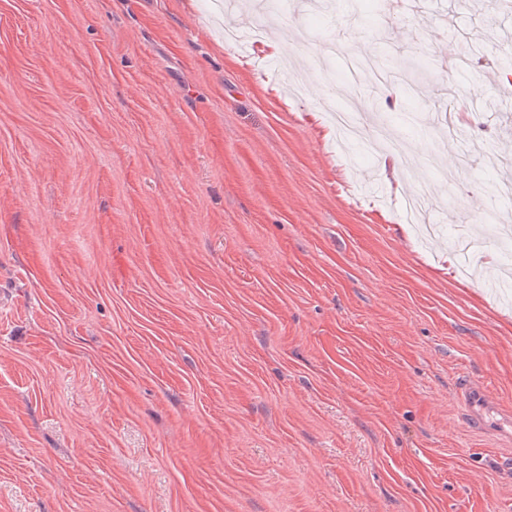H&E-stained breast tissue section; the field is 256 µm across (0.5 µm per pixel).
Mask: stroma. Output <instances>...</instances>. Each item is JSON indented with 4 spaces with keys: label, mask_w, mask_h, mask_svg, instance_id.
I'll return each mask as SVG.
<instances>
[{
    "label": "stroma",
    "mask_w": 512,
    "mask_h": 512,
    "mask_svg": "<svg viewBox=\"0 0 512 512\" xmlns=\"http://www.w3.org/2000/svg\"><path fill=\"white\" fill-rule=\"evenodd\" d=\"M328 2L0 0V512H512V0ZM457 396L473 430L511 438L512 410L495 401L482 384L465 381L459 385Z\"/></svg>",
    "instance_id": "obj_1"
}]
</instances>
